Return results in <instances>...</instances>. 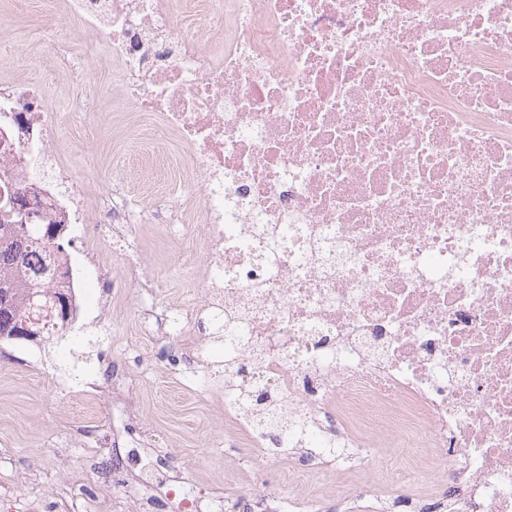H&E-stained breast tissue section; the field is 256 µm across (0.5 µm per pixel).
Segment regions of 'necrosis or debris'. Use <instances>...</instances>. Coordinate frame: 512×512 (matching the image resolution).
I'll return each mask as SVG.
<instances>
[{
    "instance_id": "obj_1",
    "label": "necrosis or debris",
    "mask_w": 512,
    "mask_h": 512,
    "mask_svg": "<svg viewBox=\"0 0 512 512\" xmlns=\"http://www.w3.org/2000/svg\"><path fill=\"white\" fill-rule=\"evenodd\" d=\"M121 66L115 99L187 152L204 228L198 314L240 353L224 418L261 452L246 395L308 427L288 492L194 512H325L312 459L365 448L387 505L512 512V0H65ZM200 28L204 37L192 36ZM41 89L0 87V185L107 239L131 217L45 175ZM113 251L130 246L107 239Z\"/></svg>"
}]
</instances>
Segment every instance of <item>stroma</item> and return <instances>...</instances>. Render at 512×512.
Wrapping results in <instances>:
<instances>
[{"instance_id": "1", "label": "stroma", "mask_w": 512, "mask_h": 512, "mask_svg": "<svg viewBox=\"0 0 512 512\" xmlns=\"http://www.w3.org/2000/svg\"><path fill=\"white\" fill-rule=\"evenodd\" d=\"M9 21L0 32V84L40 85L54 111L93 113L94 121L63 122L60 162L91 197L123 189L131 213L157 211L151 224L131 225V256L113 254L112 315L100 319L101 280L86 283L87 304L72 336L0 342V495L16 512H121L110 493L106 445L114 435L132 443L164 474L188 471L199 496H271L288 472L224 439V397L206 392L224 381V347L214 326L197 336L143 327L148 307L196 294L205 244L186 205L187 170L175 140H158L154 121L112 98L116 69L64 0H0ZM142 281L126 287L130 275ZM89 375L79 396L61 395L59 380L74 367ZM259 471L257 484L233 478Z\"/></svg>"}]
</instances>
